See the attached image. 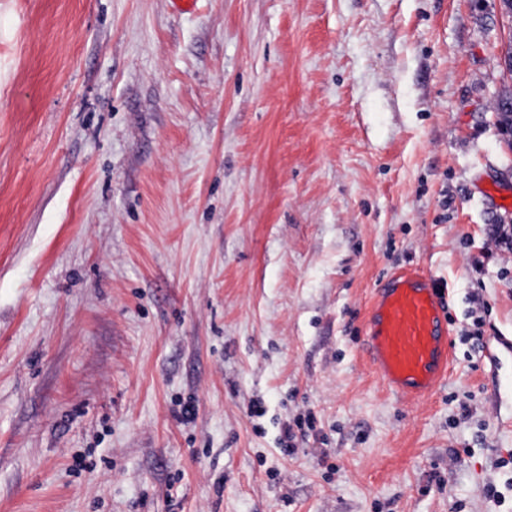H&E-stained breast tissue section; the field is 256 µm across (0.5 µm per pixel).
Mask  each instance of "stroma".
Returning <instances> with one entry per match:
<instances>
[{"instance_id":"stroma-1","label":"stroma","mask_w":512,"mask_h":512,"mask_svg":"<svg viewBox=\"0 0 512 512\" xmlns=\"http://www.w3.org/2000/svg\"><path fill=\"white\" fill-rule=\"evenodd\" d=\"M511 37L499 0H0V512H512ZM408 263L455 350L414 404L361 356Z\"/></svg>"}]
</instances>
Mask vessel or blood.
Returning a JSON list of instances; mask_svg holds the SVG:
<instances>
[{
  "label": "vessel or blood",
  "instance_id": "vessel-or-blood-1",
  "mask_svg": "<svg viewBox=\"0 0 512 512\" xmlns=\"http://www.w3.org/2000/svg\"><path fill=\"white\" fill-rule=\"evenodd\" d=\"M446 294L422 265L394 269L366 315L363 358L398 397L416 401L448 378L454 342Z\"/></svg>",
  "mask_w": 512,
  "mask_h": 512
}]
</instances>
